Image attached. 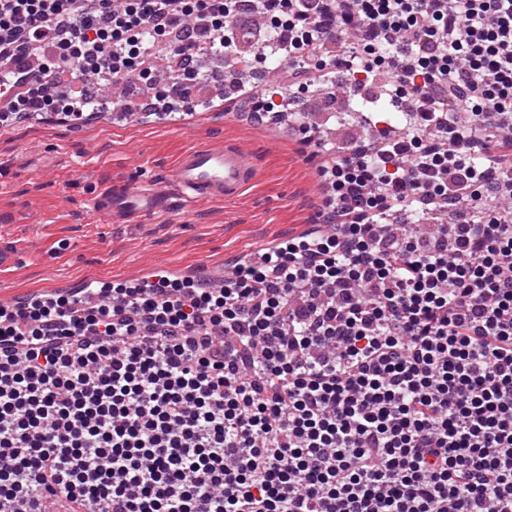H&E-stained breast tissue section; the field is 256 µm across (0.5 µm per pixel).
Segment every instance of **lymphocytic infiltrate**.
I'll list each match as a JSON object with an SVG mask.
<instances>
[{
    "label": "lymphocytic infiltrate",
    "mask_w": 512,
    "mask_h": 512,
    "mask_svg": "<svg viewBox=\"0 0 512 512\" xmlns=\"http://www.w3.org/2000/svg\"><path fill=\"white\" fill-rule=\"evenodd\" d=\"M93 2L0 0V126L82 125L149 39L168 116L211 49L256 121L364 81L402 122L352 111L376 138L320 169L314 228L223 287L0 308V512H512V0H263L255 30L253 0Z\"/></svg>",
    "instance_id": "f902f5d3"
}]
</instances>
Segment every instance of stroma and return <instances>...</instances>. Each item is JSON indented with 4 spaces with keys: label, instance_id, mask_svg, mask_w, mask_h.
I'll return each instance as SVG.
<instances>
[{
    "label": "stroma",
    "instance_id": "1",
    "mask_svg": "<svg viewBox=\"0 0 512 512\" xmlns=\"http://www.w3.org/2000/svg\"><path fill=\"white\" fill-rule=\"evenodd\" d=\"M247 103H201L174 122L149 112L112 120L92 109L82 126L42 112L0 127V243L18 261L0 274V298L66 290L92 276L117 284L137 271L184 278L242 252L309 228L315 168L290 127L245 121ZM233 139L257 160L262 178L234 202L181 209L168 193L147 217L106 221L94 198L134 183L164 184L175 161L200 140Z\"/></svg>",
    "mask_w": 512,
    "mask_h": 512
}]
</instances>
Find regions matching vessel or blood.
Returning <instances> with one entry per match:
<instances>
[{"mask_svg":"<svg viewBox=\"0 0 512 512\" xmlns=\"http://www.w3.org/2000/svg\"><path fill=\"white\" fill-rule=\"evenodd\" d=\"M261 169L236 141L202 142L184 151L173 169L176 194L186 205L202 201H234L260 179ZM163 196L160 187L137 184L119 192L105 191L93 208L101 216L152 214Z\"/></svg>","mask_w":512,"mask_h":512,"instance_id":"b4317fda","label":"vessel or blood"}]
</instances>
